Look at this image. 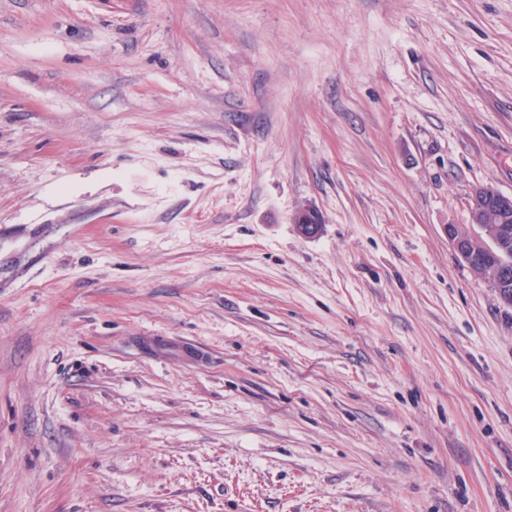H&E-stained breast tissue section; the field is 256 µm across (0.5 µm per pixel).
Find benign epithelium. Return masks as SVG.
I'll use <instances>...</instances> for the list:
<instances>
[{"instance_id": "obj_1", "label": "benign epithelium", "mask_w": 512, "mask_h": 512, "mask_svg": "<svg viewBox=\"0 0 512 512\" xmlns=\"http://www.w3.org/2000/svg\"><path fill=\"white\" fill-rule=\"evenodd\" d=\"M297 232L316 235L323 224L313 206L300 208L293 215ZM448 240L457 255L497 289L502 302L512 306V195L502 194L490 185H474L468 193V226L448 225Z\"/></svg>"}]
</instances>
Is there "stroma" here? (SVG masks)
Instances as JSON below:
<instances>
[{
    "label": "stroma",
    "instance_id": "1",
    "mask_svg": "<svg viewBox=\"0 0 512 512\" xmlns=\"http://www.w3.org/2000/svg\"><path fill=\"white\" fill-rule=\"evenodd\" d=\"M477 184L512 0H0V512H512ZM292 221L300 235L312 237L319 232L323 217L314 206L309 205L297 210Z\"/></svg>",
    "mask_w": 512,
    "mask_h": 512
}]
</instances>
